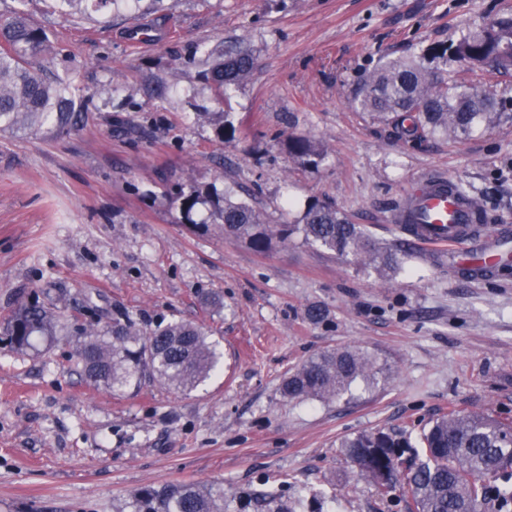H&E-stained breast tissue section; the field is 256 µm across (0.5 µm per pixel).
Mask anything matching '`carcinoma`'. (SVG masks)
Here are the masks:
<instances>
[{
	"label": "carcinoma",
	"instance_id": "cac0c4a2",
	"mask_svg": "<svg viewBox=\"0 0 512 512\" xmlns=\"http://www.w3.org/2000/svg\"><path fill=\"white\" fill-rule=\"evenodd\" d=\"M117 0H50L63 16L109 10ZM45 32L22 11L0 22V133L30 134L54 139L68 134L81 120L71 76L51 75L37 58L47 51ZM431 66L417 59L391 61L375 70L354 99L355 107L393 125L415 142L461 141L491 129L503 118L496 99L473 86L448 81V68L466 62L484 74L512 73V17L462 32L446 43L427 48ZM209 69L200 77L215 98L247 82L254 57L245 47L216 46L208 51ZM219 141L234 137L228 112H199ZM288 158L304 168L324 160L322 143L305 135L288 137ZM183 222L213 227L229 239L247 243L258 252L297 235L311 245L361 269L380 275L400 269L398 253L384 249L332 203L312 199L297 224H269L263 211L243 199L218 191L215 184L192 185L175 192ZM208 207L207 218L195 219ZM78 335L77 364L86 381L117 391L158 383L174 391H191L215 370L218 343L202 328L183 321L160 322L145 331L123 312L112 326L75 327L52 309L26 304L12 312L5 335L13 352L28 354L38 343L58 336ZM384 368L368 353L352 347L328 348L290 370L279 387L290 401H339L351 395L361 380L377 383ZM354 477L372 482L386 493L398 491L411 501V512H482L493 502L498 512L512 508V424L483 412L449 411L422 430L418 441L377 431L345 437L340 442ZM414 461L402 467L405 450ZM288 481L278 487L261 485L240 497L241 508L253 512H295L302 507L280 503ZM127 512H224V489L195 484H171L133 492Z\"/></svg>",
	"mask_w": 512,
	"mask_h": 512
}]
</instances>
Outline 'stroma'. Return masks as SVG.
Returning <instances> with one entry per match:
<instances>
[{
  "label": "stroma",
  "instance_id": "obj_1",
  "mask_svg": "<svg viewBox=\"0 0 512 512\" xmlns=\"http://www.w3.org/2000/svg\"><path fill=\"white\" fill-rule=\"evenodd\" d=\"M23 9L51 46L46 65L93 103L54 140L0 136V323L38 300L57 313L141 327L183 319L211 331L221 367L204 386L110 392L75 362L76 337L26 356L0 343V512H123L144 487L224 489V512L266 481L316 512H407L350 477L342 438L418 436L448 411L512 422V274L471 281L444 252L417 247L391 215L406 186L441 173L512 227V77L492 91L506 117L460 142L415 143L353 106L381 64L419 57L452 34L512 15V0H120L111 17ZM244 41L251 80L219 101L198 72L212 46ZM199 112L230 113L219 141ZM323 142L318 168L294 165L288 136ZM196 182L251 187L272 224L329 200L397 251L384 278L295 236L258 253L183 224L169 192ZM220 296L223 310L205 303ZM328 310L325 322L307 306ZM355 346L389 378L339 402H291L278 386L321 350Z\"/></svg>",
  "mask_w": 512,
  "mask_h": 512
}]
</instances>
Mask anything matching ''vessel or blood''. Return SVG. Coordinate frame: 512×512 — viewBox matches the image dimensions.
<instances>
[{"mask_svg": "<svg viewBox=\"0 0 512 512\" xmlns=\"http://www.w3.org/2000/svg\"><path fill=\"white\" fill-rule=\"evenodd\" d=\"M448 182L443 174L416 178L391 220L403 225L415 243L453 252V267L466 278H484L502 258L512 256V232L500 230L482 237L473 234L474 202L449 191Z\"/></svg>", "mask_w": 512, "mask_h": 512, "instance_id": "obj_1", "label": "vessel or blood"}]
</instances>
